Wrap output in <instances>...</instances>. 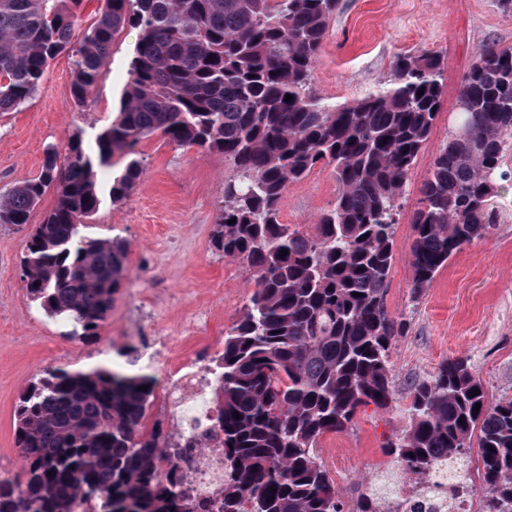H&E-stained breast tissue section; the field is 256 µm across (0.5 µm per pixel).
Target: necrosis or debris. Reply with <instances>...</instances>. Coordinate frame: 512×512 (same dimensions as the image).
<instances>
[{"mask_svg": "<svg viewBox=\"0 0 512 512\" xmlns=\"http://www.w3.org/2000/svg\"><path fill=\"white\" fill-rule=\"evenodd\" d=\"M211 370L195 356L176 360L164 379L162 410L178 429L170 450L188 497L216 504L224 490V435L209 403ZM477 482L469 471L441 464L429 482L400 480L383 512H467Z\"/></svg>", "mask_w": 512, "mask_h": 512, "instance_id": "4bbe7bcc", "label": "necrosis or debris"}]
</instances>
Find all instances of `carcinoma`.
<instances>
[{"label":"carcinoma","mask_w":512,"mask_h":512,"mask_svg":"<svg viewBox=\"0 0 512 512\" xmlns=\"http://www.w3.org/2000/svg\"><path fill=\"white\" fill-rule=\"evenodd\" d=\"M84 2L0 0V114L31 99L61 54L83 107L116 35L138 31L119 118L91 143L77 133L64 151L47 148L39 175L0 195V224L22 226L55 191L21 260L28 295L70 337L98 339L128 271L126 243L82 223L101 204L98 170L126 158L108 190L121 202L140 180L144 137L224 157L238 176L224 182L213 243L249 268L254 291L216 359L221 512H342L316 447L393 396L390 349L405 324L384 296L397 202L441 109V57L400 54L387 86L337 105L312 76L339 0H101L86 27ZM456 112L411 218L415 295L512 210L511 47L479 49ZM319 164L339 192L308 234L279 214L288 185ZM154 388L109 364L44 368L14 409L22 469L0 478V512H210L189 501L175 467L158 466L169 434L158 421L144 428ZM407 412L385 451L416 482L476 447L482 512H512V399L487 404L467 361L453 358L411 383Z\"/></svg>","instance_id":"obj_1"}]
</instances>
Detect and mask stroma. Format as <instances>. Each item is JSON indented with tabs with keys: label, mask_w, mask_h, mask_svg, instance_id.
<instances>
[{
	"label": "stroma",
	"mask_w": 512,
	"mask_h": 512,
	"mask_svg": "<svg viewBox=\"0 0 512 512\" xmlns=\"http://www.w3.org/2000/svg\"><path fill=\"white\" fill-rule=\"evenodd\" d=\"M136 42L132 28L116 36L85 107L70 97L72 63L62 55L49 63L35 96L0 117V194L36 177L48 146L65 147L77 133L92 139L118 118ZM491 42L512 46V14L499 0H340L314 69L316 92L343 104L385 86L400 53L437 52L445 63L443 106L409 172L395 230L398 249L385 303L406 329L391 350L393 400L385 408L360 409L348 431L318 443L319 450L336 453L329 476L349 506L391 464L384 447L407 422L414 379L463 357L489 403L512 398V223L494 225L464 246L417 296L409 259L419 189L457 121L463 79L479 48ZM136 157L142 175L130 198H103L91 218L96 236H117L129 247V271L98 340L68 338L30 299L20 268L28 230L0 224V477L21 469L14 408L44 368L123 365L134 355L138 370L158 379L162 362L151 356L152 336L166 337L169 352L190 349L212 361L253 290L250 271L213 245L224 183L236 176L232 163L157 133L138 143ZM338 192L331 168L316 167L288 186L281 222L311 231ZM199 312L211 319L210 340L192 347L183 339L184 327Z\"/></svg>",
	"instance_id": "obj_1"
}]
</instances>
